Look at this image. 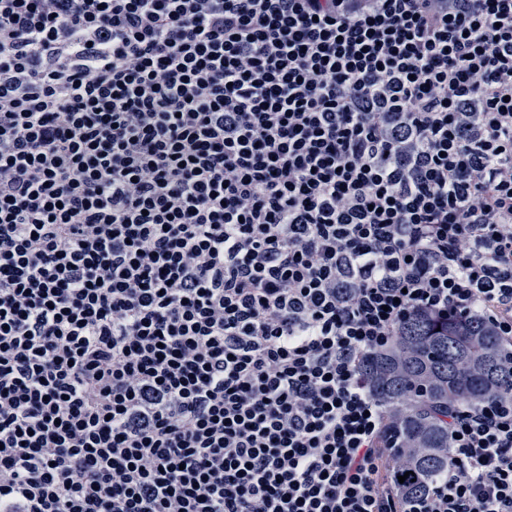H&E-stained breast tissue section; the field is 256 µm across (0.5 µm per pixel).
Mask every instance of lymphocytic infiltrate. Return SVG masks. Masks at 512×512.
Wrapping results in <instances>:
<instances>
[{
	"label": "lymphocytic infiltrate",
	"mask_w": 512,
	"mask_h": 512,
	"mask_svg": "<svg viewBox=\"0 0 512 512\" xmlns=\"http://www.w3.org/2000/svg\"><path fill=\"white\" fill-rule=\"evenodd\" d=\"M419 312L512 347V0H0V512H512V387L400 487Z\"/></svg>",
	"instance_id": "f902f5d3"
}]
</instances>
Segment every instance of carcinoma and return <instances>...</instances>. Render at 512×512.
I'll list each match as a JSON object with an SVG mask.
<instances>
[{"mask_svg": "<svg viewBox=\"0 0 512 512\" xmlns=\"http://www.w3.org/2000/svg\"><path fill=\"white\" fill-rule=\"evenodd\" d=\"M377 398L394 416L407 494L422 495L448 469V407L501 394L512 353L486 324L461 316L415 321L365 360Z\"/></svg>", "mask_w": 512, "mask_h": 512, "instance_id": "cac0c4a2", "label": "carcinoma"}]
</instances>
